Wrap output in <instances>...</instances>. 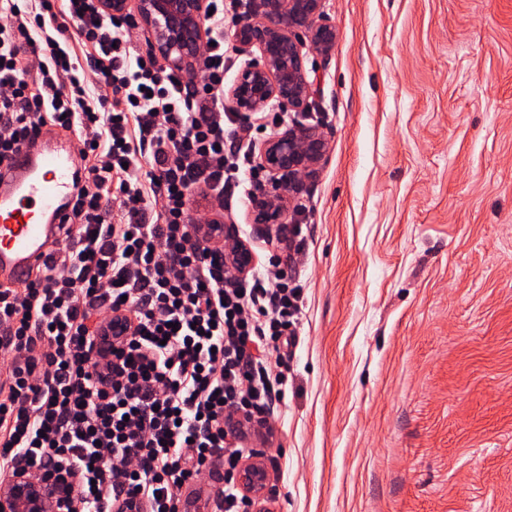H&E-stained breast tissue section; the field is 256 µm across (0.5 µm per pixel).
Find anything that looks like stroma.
<instances>
[{
    "instance_id": "stroma-1",
    "label": "stroma",
    "mask_w": 512,
    "mask_h": 512,
    "mask_svg": "<svg viewBox=\"0 0 512 512\" xmlns=\"http://www.w3.org/2000/svg\"><path fill=\"white\" fill-rule=\"evenodd\" d=\"M328 151L254 238L301 290L262 448L275 512H512V0H323Z\"/></svg>"
}]
</instances>
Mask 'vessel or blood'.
<instances>
[{
    "label": "vessel or blood",
    "mask_w": 512,
    "mask_h": 512,
    "mask_svg": "<svg viewBox=\"0 0 512 512\" xmlns=\"http://www.w3.org/2000/svg\"><path fill=\"white\" fill-rule=\"evenodd\" d=\"M41 150L23 144L0 172V282L29 283L47 261L74 193L77 166L52 129L36 135Z\"/></svg>",
    "instance_id": "obj_1"
}]
</instances>
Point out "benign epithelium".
<instances>
[{"label":"benign epithelium","instance_id":"1","mask_svg":"<svg viewBox=\"0 0 512 512\" xmlns=\"http://www.w3.org/2000/svg\"><path fill=\"white\" fill-rule=\"evenodd\" d=\"M109 16H128L150 33V46L174 74L198 65L202 42L204 0H99ZM255 18L238 24L234 38L242 53L257 50L259 58L237 75L227 94L234 110L248 117L274 100L284 112L307 113L313 98L309 80L306 42L323 54L336 43V30L322 14V0H254ZM327 134L321 126L290 130L266 140L260 148L262 168L270 179L258 185L250 214L254 235L268 237L280 223L285 192L300 188V177L313 171L327 154ZM224 238V265L244 275L256 263L247 242L238 238L233 224L204 227L209 242ZM268 469L264 454L256 449L243 460L237 484L255 512H273L268 492ZM70 498L63 480L33 481L16 470L0 480V512H66Z\"/></svg>","mask_w":512,"mask_h":512}]
</instances>
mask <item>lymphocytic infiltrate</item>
I'll use <instances>...</instances> for the list:
<instances>
[{
	"label": "lymphocytic infiltrate",
	"instance_id": "lymphocytic-infiltrate-1",
	"mask_svg": "<svg viewBox=\"0 0 512 512\" xmlns=\"http://www.w3.org/2000/svg\"><path fill=\"white\" fill-rule=\"evenodd\" d=\"M207 4L198 87L98 0H0V167L51 125L84 171L48 264L0 287V475L69 479L73 512H178L218 469L224 512H247L226 438L281 395L265 351L292 344L297 289L238 280L196 243L192 190L245 205L260 178L224 107V0ZM117 313L129 332L106 338Z\"/></svg>",
	"mask_w": 512,
	"mask_h": 512
}]
</instances>
